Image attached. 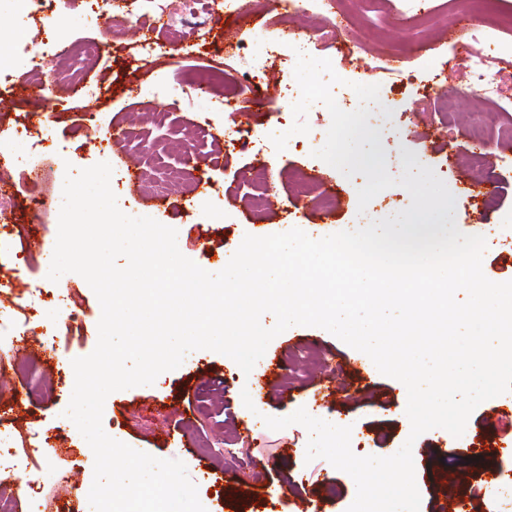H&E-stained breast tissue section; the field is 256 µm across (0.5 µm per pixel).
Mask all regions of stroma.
I'll return each mask as SVG.
<instances>
[{
    "label": "stroma",
    "instance_id": "1",
    "mask_svg": "<svg viewBox=\"0 0 512 512\" xmlns=\"http://www.w3.org/2000/svg\"><path fill=\"white\" fill-rule=\"evenodd\" d=\"M424 3L425 16L394 30L389 20L407 13L406 0H328L323 13L306 17V26L343 12L338 39L357 45L359 51L345 56L335 45L315 39L308 53L331 60L343 79L335 91L345 97L347 110L356 108L353 84L378 86L383 109L373 112L368 123L383 133L381 148L391 175H401V160L410 155L431 167L455 198L458 229L471 235L481 228L491 238L484 275L497 283L512 281V139L501 134L512 125V111H496L494 103L475 94L463 112L441 111L437 102L439 94L458 86L466 49L489 47L512 66V28H492L478 15L459 20L450 0ZM0 23L17 30L22 56L28 65L37 66L42 78L40 95L25 99L19 94L23 70L0 69V185L14 200L12 223H0V310L20 313L26 320L17 337L0 342V360L12 365L7 382L0 384V429L12 433L16 447H23L32 430L47 436L51 447L35 463L0 473V495L11 499L14 512H64L93 481L90 447L65 410L75 383L72 361L95 349L101 306L79 274H68L61 285L48 279L59 212L33 211L30 195H61L67 171L110 163V185L120 209L176 229L181 253L216 273L245 235L284 233L305 224L319 239L363 223L357 190L365 178H346L313 157L331 125L322 105L311 106L307 113L309 134L290 135L292 106L300 97L296 58L280 47L281 25L272 0H215L204 36L188 37L172 59L155 67L144 60L134 34H117L110 52L81 71L83 84L97 91V107L91 113L60 82L51 58L41 52L49 29L67 43L99 40L100 25L86 12L83 0H54L49 11L41 9L38 0H26L21 11L13 0H0ZM228 29L239 32L246 47L237 59L239 75L228 101L221 104L197 93L184 75L227 57ZM388 56L396 59L394 70H376L377 58ZM257 63L266 73L276 74L274 93L250 80ZM262 95L266 104L244 119L239 106ZM161 108L169 111L162 126L154 120L155 110ZM387 109L392 112L388 118L383 115ZM128 123L135 125L136 138L116 142L117 127ZM475 124L481 128V150L489 160L480 172L463 137ZM199 126L225 142V149L217 153L201 142L194 153L184 152L183 140ZM427 128L436 130L435 142L420 140ZM283 132L290 138L279 152L270 136ZM34 151L41 155L35 181L21 164ZM174 166L191 182L205 176L207 191L171 192L162 198L130 191L127 169L159 177ZM256 166L265 168L269 193L278 196V205L251 207L246 175ZM480 180L496 192V206H486L483 196L473 191ZM202 232L207 235L203 245L197 242ZM56 297L66 304L65 318L54 316L51 302ZM313 344L338 376L349 374L357 350L319 327H290L270 342L266 353L292 367L298 354ZM315 380L308 374L288 388H274L263 406L265 417L288 416L304 407L331 423L352 421L356 431L351 448L361 457L391 456L407 440L410 427L399 380L372 372L368 388L356 399L329 408L310 406ZM48 381L54 385L52 393L31 396L36 383ZM254 389L253 376L232 359L211 350L193 351L153 384L111 393L104 403L103 429L136 450L182 461L207 512H291L298 497L320 502L323 512H347L357 493L354 480L326 459L307 460L309 433L302 425L272 430L264 420L257 422L252 458L262 463V470L253 475L225 465L218 442L240 434L247 412L242 393ZM147 395L158 401L149 410L140 405ZM164 427L182 429L193 447L164 443L159 436ZM413 459L420 512H440L444 497L439 488L444 484L451 487L460 512H512V498L503 493L512 486V392L479 404L461 437L441 428L420 435ZM489 465L496 474L492 480L483 475ZM30 484L38 500L26 496ZM330 486L336 495L327 494Z\"/></svg>",
    "mask_w": 512,
    "mask_h": 512
}]
</instances>
